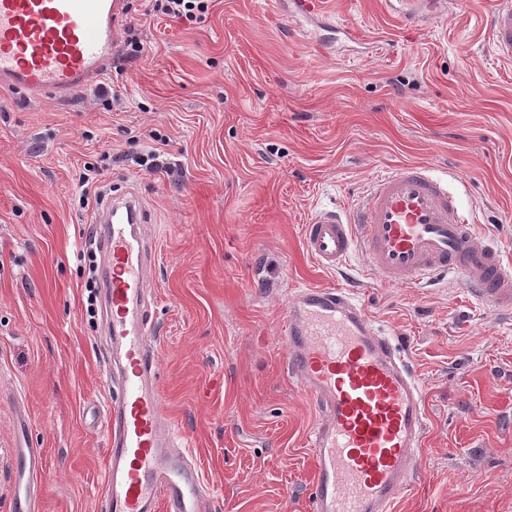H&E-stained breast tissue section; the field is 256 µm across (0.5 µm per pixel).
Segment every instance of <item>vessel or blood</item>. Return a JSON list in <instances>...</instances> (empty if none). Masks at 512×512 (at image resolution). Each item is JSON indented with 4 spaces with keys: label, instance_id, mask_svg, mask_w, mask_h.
Masks as SVG:
<instances>
[{
    "label": "vessel or blood",
    "instance_id": "b4317fda",
    "mask_svg": "<svg viewBox=\"0 0 512 512\" xmlns=\"http://www.w3.org/2000/svg\"><path fill=\"white\" fill-rule=\"evenodd\" d=\"M416 26L438 20L446 0H382ZM123 0H0V89L26 99L70 101L107 70L120 50ZM288 12L332 28L322 0H289ZM490 34L512 60V0H492ZM103 240L104 298L111 361L110 448L103 495L107 512H205L208 488L183 437L164 414L158 352L148 305L150 253L141 233L147 213L136 196L113 199L94 218ZM308 255L322 268L365 254L370 277L413 288L455 275L473 299L512 314V265L480 241L446 177L406 164L371 182L347 213L325 209L302 227ZM288 372L314 404L313 512H396L422 470L427 431L423 391L389 334L376 329L347 288L305 287L283 323ZM41 449H22L13 512H34L32 481Z\"/></svg>",
    "mask_w": 512,
    "mask_h": 512
}]
</instances>
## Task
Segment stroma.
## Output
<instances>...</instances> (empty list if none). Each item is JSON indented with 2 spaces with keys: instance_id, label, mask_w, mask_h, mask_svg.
<instances>
[{
  "instance_id": "1",
  "label": "stroma",
  "mask_w": 512,
  "mask_h": 512,
  "mask_svg": "<svg viewBox=\"0 0 512 512\" xmlns=\"http://www.w3.org/2000/svg\"><path fill=\"white\" fill-rule=\"evenodd\" d=\"M365 41L305 40L282 0H208L196 23L127 0L143 51L65 104L0 90V512L18 452L40 448L38 512H105L112 372L88 316L78 253L102 198L139 197L159 382L209 487L207 512H311L317 421L289 377L281 333L295 289H353L423 387V469L398 512H512V316L457 280L376 284L361 255L319 267L302 226L350 208L382 173L448 174L482 240L512 261V60L489 38L488 0H450L438 25H399L380 0H326ZM159 149L153 174L120 154Z\"/></svg>"
}]
</instances>
